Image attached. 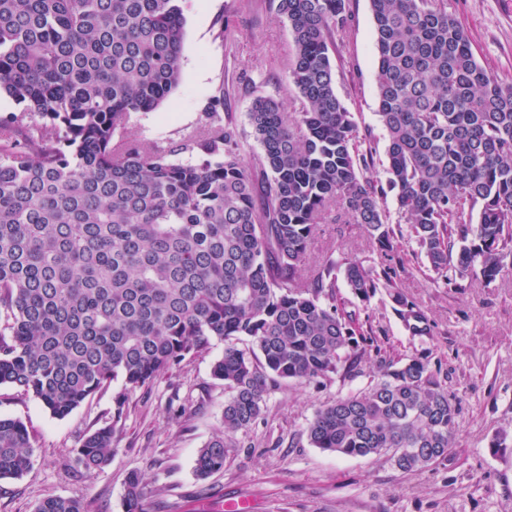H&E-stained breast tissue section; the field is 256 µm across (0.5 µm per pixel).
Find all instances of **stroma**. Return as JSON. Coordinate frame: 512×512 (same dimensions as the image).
<instances>
[{
	"mask_svg": "<svg viewBox=\"0 0 512 512\" xmlns=\"http://www.w3.org/2000/svg\"><path fill=\"white\" fill-rule=\"evenodd\" d=\"M444 5L480 65L512 82V0ZM349 8L351 24L330 46L336 92L359 133L370 134L375 165L365 176L382 184L387 137L378 116L371 3L349 0ZM183 13L181 83L157 110L136 114L131 132L145 144L170 146L205 122L212 97L220 94L221 115L236 125L244 155L252 157L260 150L248 119L253 98L290 97L289 27L277 17L275 0H186ZM344 255L369 267L381 262L358 225H319L310 264ZM402 256L414 273L401 288L426 311L431 336H409L386 295L359 311L391 355H426L447 372L450 388L462 398L448 461L406 475L383 458L336 456L308 444L304 430L319 406L368 386L376 367L367 358L363 376L353 380L332 374L312 383L281 382L253 431L239 437L230 463L198 479L197 452L221 430L229 396L210 374L224 349L218 342L130 393L117 423L115 384L62 420L33 397L1 386L0 417L27 426L33 452L22 478L0 479V512H33L50 495L81 499L92 512H123L124 479L132 470L147 478L149 512H214L244 499L251 500V512H512V274L436 287L417 272L411 244H404ZM182 404L183 414L177 411ZM108 423L115 426L111 464L80 475V436ZM501 430L508 433L507 449L495 454L489 444Z\"/></svg>",
	"mask_w": 512,
	"mask_h": 512,
	"instance_id": "stroma-1",
	"label": "stroma"
}]
</instances>
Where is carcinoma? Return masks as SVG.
Instances as JSON below:
<instances>
[{"instance_id": "cac0c4a2", "label": "carcinoma", "mask_w": 512, "mask_h": 512, "mask_svg": "<svg viewBox=\"0 0 512 512\" xmlns=\"http://www.w3.org/2000/svg\"><path fill=\"white\" fill-rule=\"evenodd\" d=\"M371 6L385 187L363 177L370 140L336 92L329 46L350 25L347 0H278L303 107L255 97L261 154L249 160L221 97L167 152L129 134L180 84L182 0H0V95L20 106L0 118V386L63 419L121 382L112 424L76 448L84 473L112 461L129 393L215 339L211 375L230 395L224 430L198 451L200 479L224 470L280 381L355 379L369 354L377 374L316 410L309 445L405 474L452 454L460 398L441 364L388 355L336 278L362 303L384 290L416 337L431 324L399 286L402 240L434 285L512 272V84L483 69L442 0ZM320 224L359 225L384 262L308 269ZM30 457L26 426L0 417V479ZM124 486L125 512H147L141 474ZM34 512L89 510L49 496Z\"/></svg>"}]
</instances>
